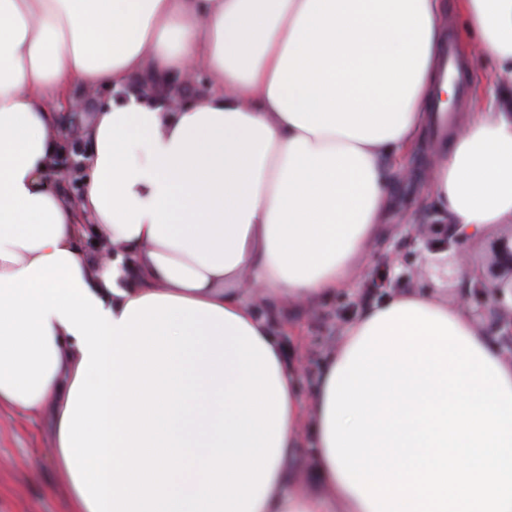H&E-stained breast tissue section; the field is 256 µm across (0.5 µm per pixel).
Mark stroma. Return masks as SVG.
<instances>
[{
  "mask_svg": "<svg viewBox=\"0 0 512 512\" xmlns=\"http://www.w3.org/2000/svg\"><path fill=\"white\" fill-rule=\"evenodd\" d=\"M406 175L401 178L391 200V219L383 225L370 247V258L358 277L341 292L317 305L291 302L278 309L280 323L288 326L283 336L287 356L301 373L305 398L314 395L325 358L335 347L347 323L370 302H383L386 293L366 298L365 284L381 270L379 259L394 251L400 257L399 273L411 272L423 260L420 246L404 244L407 223L430 221L431 204L421 189L432 165L428 151L397 158ZM54 433L48 414L27 415L0 407V512H68L65 495L66 474L56 466Z\"/></svg>",
  "mask_w": 512,
  "mask_h": 512,
  "instance_id": "obj_1",
  "label": "stroma"
}]
</instances>
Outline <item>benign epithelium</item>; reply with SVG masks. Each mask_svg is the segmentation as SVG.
<instances>
[{"mask_svg":"<svg viewBox=\"0 0 512 512\" xmlns=\"http://www.w3.org/2000/svg\"><path fill=\"white\" fill-rule=\"evenodd\" d=\"M141 89L160 95L170 108L188 103L185 86L176 76L155 83L145 81ZM86 151L77 132L67 129L45 179L56 188L63 180L71 182L73 203L81 200L78 182L71 175L87 169ZM408 236L422 241L430 254L428 273L454 286L461 298L475 307V313L492 323L498 348L512 359V225L505 224L493 237L482 238L478 259L469 267L460 262L463 247L472 240L456 224H415Z\"/></svg>","mask_w":512,"mask_h":512,"instance_id":"1","label":"benign epithelium"}]
</instances>
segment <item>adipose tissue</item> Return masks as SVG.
I'll use <instances>...</instances> for the list:
<instances>
[{"label": "adipose tissue", "instance_id": "1", "mask_svg": "<svg viewBox=\"0 0 512 512\" xmlns=\"http://www.w3.org/2000/svg\"><path fill=\"white\" fill-rule=\"evenodd\" d=\"M451 7L502 93L444 139ZM451 7L0 0V406L49 413L70 512H369L330 456L327 398L387 307L446 316L512 385L461 308L402 293L348 326L305 402L241 283L304 305L344 288L388 221L391 157L427 138L434 220L473 238L512 223V0ZM192 66L214 89L180 111L133 92ZM75 84L129 93L86 128L77 210L44 179L63 132L45 102ZM89 235L122 255L90 268Z\"/></svg>", "mask_w": 512, "mask_h": 512}]
</instances>
